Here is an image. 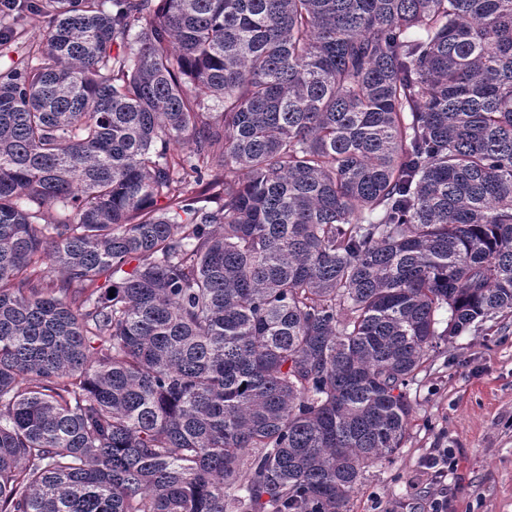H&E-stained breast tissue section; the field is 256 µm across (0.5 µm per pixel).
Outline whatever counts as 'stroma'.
<instances>
[{"instance_id":"stroma-1","label":"stroma","mask_w":512,"mask_h":512,"mask_svg":"<svg viewBox=\"0 0 512 512\" xmlns=\"http://www.w3.org/2000/svg\"><path fill=\"white\" fill-rule=\"evenodd\" d=\"M410 397L403 448L365 468L349 512H512V319L441 342ZM439 448L456 471L429 468Z\"/></svg>"}]
</instances>
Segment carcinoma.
Instances as JSON below:
<instances>
[{
	"mask_svg": "<svg viewBox=\"0 0 512 512\" xmlns=\"http://www.w3.org/2000/svg\"><path fill=\"white\" fill-rule=\"evenodd\" d=\"M2 51L0 512H347L512 316V0H13Z\"/></svg>",
	"mask_w": 512,
	"mask_h": 512,
	"instance_id": "carcinoma-1",
	"label": "carcinoma"
}]
</instances>
